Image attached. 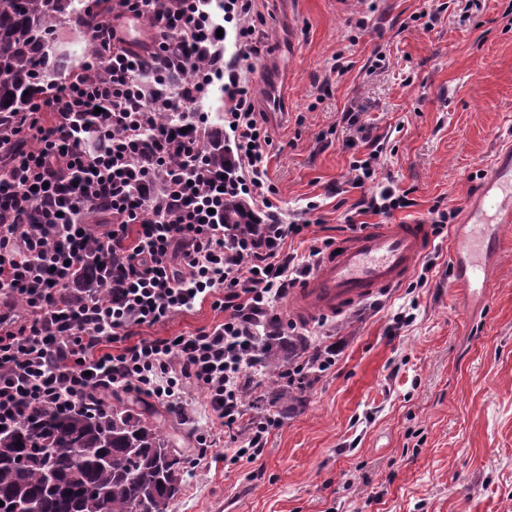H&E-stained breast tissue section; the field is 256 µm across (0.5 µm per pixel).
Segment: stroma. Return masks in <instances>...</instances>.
<instances>
[{
	"instance_id": "stroma-1",
	"label": "stroma",
	"mask_w": 512,
	"mask_h": 512,
	"mask_svg": "<svg viewBox=\"0 0 512 512\" xmlns=\"http://www.w3.org/2000/svg\"><path fill=\"white\" fill-rule=\"evenodd\" d=\"M257 7L270 50L255 65L254 92L270 76L288 99L281 119L265 121L268 173L285 215L310 220L289 252L304 258L314 240L350 236L346 205L374 189L352 187L351 165L376 147L380 176L415 201L393 221L430 222L438 204L465 217L498 146L512 141V0ZM339 52L348 67L330 73ZM348 112L366 134L350 129ZM456 229L436 234L406 281L344 315L300 319L285 296L277 314L307 346L335 345V366L300 403L247 409L246 421H280L253 462L225 461L233 442L190 391L171 423L185 447L204 433L214 447L207 466L189 469L170 512H512V240L478 306L452 287ZM402 312L412 317L403 326ZM223 319L206 301L135 336L187 335Z\"/></svg>"
}]
</instances>
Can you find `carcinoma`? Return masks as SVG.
I'll use <instances>...</instances> for the list:
<instances>
[{"label":"carcinoma","instance_id":"obj_1","mask_svg":"<svg viewBox=\"0 0 512 512\" xmlns=\"http://www.w3.org/2000/svg\"><path fill=\"white\" fill-rule=\"evenodd\" d=\"M76 12L74 0H0V124L35 111L48 82L49 59L66 61L57 16ZM246 205L224 201V223H244ZM305 343L286 336L263 350L259 364L279 400L296 402L300 387L283 379ZM59 413L25 411L0 430V512H169L180 491L182 458L158 412L129 405Z\"/></svg>","mask_w":512,"mask_h":512}]
</instances>
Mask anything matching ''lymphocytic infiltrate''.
<instances>
[{
  "label": "lymphocytic infiltrate",
  "mask_w": 512,
  "mask_h": 512,
  "mask_svg": "<svg viewBox=\"0 0 512 512\" xmlns=\"http://www.w3.org/2000/svg\"><path fill=\"white\" fill-rule=\"evenodd\" d=\"M86 0L76 21L101 51L81 76L45 89L39 109L13 132L0 128V297L23 313L0 311V426L24 410L66 412L97 392H133L182 406L199 389L219 426L242 421L243 382L267 339L262 320L298 270L268 177L272 138L256 112L250 75L268 47L256 34V0H113L98 20ZM147 20L163 37L147 68L127 49L120 20ZM231 26L233 54L218 28ZM188 79L163 89L164 73ZM223 92L222 167L211 166L208 115ZM36 147H27L24 132ZM151 144H144L145 133ZM254 203L247 223L224 221V203ZM407 194L378 183L344 217L391 216L412 207ZM95 253L102 288L73 278ZM211 299L222 322L189 335L135 339L134 330Z\"/></svg>",
  "instance_id": "obj_1"
}]
</instances>
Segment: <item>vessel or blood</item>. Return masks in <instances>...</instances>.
Listing matches in <instances>:
<instances>
[{"label": "vessel or blood", "mask_w": 512, "mask_h": 512, "mask_svg": "<svg viewBox=\"0 0 512 512\" xmlns=\"http://www.w3.org/2000/svg\"><path fill=\"white\" fill-rule=\"evenodd\" d=\"M470 229L458 237L451 254L460 291L484 299L490 293L489 259L500 252L504 235L512 233V144H506L483 181L480 198L465 217ZM432 225L421 222L375 224L337 242L315 272L297 288L302 317L340 314L405 281L417 258L428 252Z\"/></svg>", "instance_id": "b4317fda"}]
</instances>
